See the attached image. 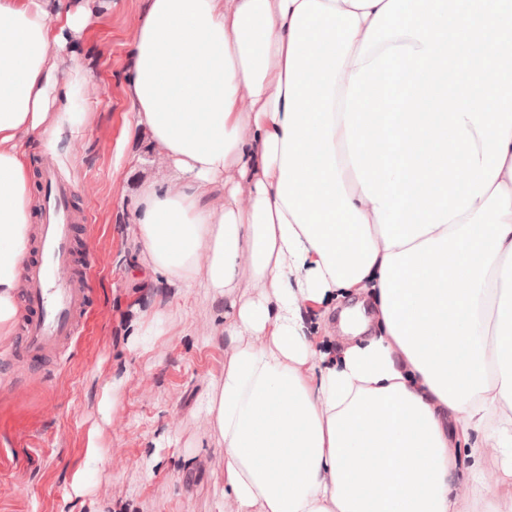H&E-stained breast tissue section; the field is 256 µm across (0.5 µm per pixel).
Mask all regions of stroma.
I'll return each mask as SVG.
<instances>
[{
    "label": "stroma",
    "mask_w": 512,
    "mask_h": 512,
    "mask_svg": "<svg viewBox=\"0 0 512 512\" xmlns=\"http://www.w3.org/2000/svg\"><path fill=\"white\" fill-rule=\"evenodd\" d=\"M144 0H103L98 18L64 53L89 69L79 151L59 145L60 176L76 184L77 210L92 221L98 267L90 305L72 346L56 360L32 362L19 336L0 346V512H217L224 447L200 407L230 354L220 334L230 306L154 274L134 242L132 204L165 178L162 152L134 125L130 56ZM344 293L304 313L307 334L329 358L349 342L336 322L355 303ZM172 315L166 333L143 350L136 332L155 308ZM113 389V407L102 402ZM99 429L104 451L85 479L87 437Z\"/></svg>",
    "instance_id": "35a3bbf8"
}]
</instances>
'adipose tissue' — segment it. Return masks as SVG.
<instances>
[{
	"instance_id": "obj_1",
	"label": "adipose tissue",
	"mask_w": 512,
	"mask_h": 512,
	"mask_svg": "<svg viewBox=\"0 0 512 512\" xmlns=\"http://www.w3.org/2000/svg\"><path fill=\"white\" fill-rule=\"evenodd\" d=\"M301 0H145L130 96L135 125L170 173L138 195L134 235L152 269L212 299L256 296L224 325L232 352L205 395L224 445L234 512H459L481 495L512 512V143L470 210L386 247L374 204L334 130L344 188L377 256L352 291L377 301L376 335L328 361L304 325L337 290L278 196L291 20ZM357 13L340 75L346 95L364 36L386 0H323ZM98 0H0V344L13 336L32 224L28 143L56 150L85 122L79 61L51 45L77 38ZM475 435L471 478L449 476L450 426ZM500 463L488 473L486 456Z\"/></svg>"
}]
</instances>
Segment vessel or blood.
Instances as JSON below:
<instances>
[{
  "mask_svg": "<svg viewBox=\"0 0 512 512\" xmlns=\"http://www.w3.org/2000/svg\"><path fill=\"white\" fill-rule=\"evenodd\" d=\"M41 182L43 200L35 252L23 265L28 318L22 325V340L27 353L35 359L50 356L74 341L97 268L94 248L89 245L85 248L83 275H68L76 225L89 223L90 217L76 215L72 207L76 191L59 178L53 159L45 160Z\"/></svg>",
  "mask_w": 512,
  "mask_h": 512,
  "instance_id": "vessel-or-blood-1",
  "label": "vessel or blood"
}]
</instances>
